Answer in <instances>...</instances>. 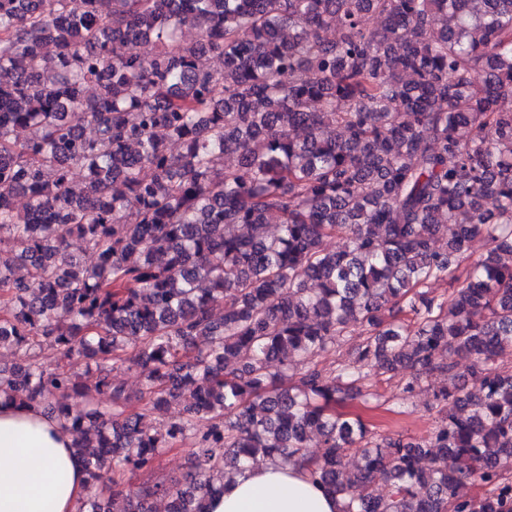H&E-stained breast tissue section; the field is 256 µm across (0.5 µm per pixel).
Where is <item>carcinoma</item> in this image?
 <instances>
[{
    "label": "carcinoma",
    "mask_w": 512,
    "mask_h": 512,
    "mask_svg": "<svg viewBox=\"0 0 512 512\" xmlns=\"http://www.w3.org/2000/svg\"><path fill=\"white\" fill-rule=\"evenodd\" d=\"M505 98L512 0H0V346L23 352L0 404L70 431L78 512H206L260 460L341 512H512ZM461 268L451 299L426 291ZM353 325L351 358L319 367ZM404 369V394L456 379L426 436L341 411ZM178 442L187 470L159 473Z\"/></svg>",
    "instance_id": "obj_1"
}]
</instances>
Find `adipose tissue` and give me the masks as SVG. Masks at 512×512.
Segmentation results:
<instances>
[{
	"label": "adipose tissue",
	"instance_id": "1",
	"mask_svg": "<svg viewBox=\"0 0 512 512\" xmlns=\"http://www.w3.org/2000/svg\"><path fill=\"white\" fill-rule=\"evenodd\" d=\"M58 420L35 405L0 406V512H76L87 477ZM297 466L256 464L226 481L208 512H339Z\"/></svg>",
	"mask_w": 512,
	"mask_h": 512
}]
</instances>
